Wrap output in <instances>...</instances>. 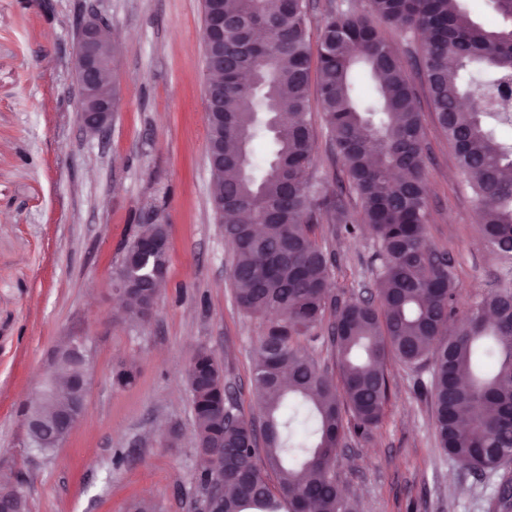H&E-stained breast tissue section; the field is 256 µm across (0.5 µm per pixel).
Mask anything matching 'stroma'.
Instances as JSON below:
<instances>
[{
  "mask_svg": "<svg viewBox=\"0 0 512 512\" xmlns=\"http://www.w3.org/2000/svg\"><path fill=\"white\" fill-rule=\"evenodd\" d=\"M80 0H0V477L24 486L29 512H194L200 495L196 419L185 371L197 347L226 369L240 413L251 386L262 318L235 303L232 246L213 210L207 162L202 0H101L119 34L120 109L104 141L77 118L71 30ZM387 38L415 85L423 115L429 239L447 250L456 313L498 281L477 202L430 106L420 39ZM166 224L170 261L156 312L115 314L109 274L142 212ZM334 255L339 300L367 296L372 236L319 224ZM86 337L94 374L83 416L43 454L25 445L24 405L59 337ZM137 370L116 385L112 372ZM389 397L368 437L347 435L336 458L359 512H489L512 463L481 475L437 446L430 369L387 364Z\"/></svg>",
  "mask_w": 512,
  "mask_h": 512,
  "instance_id": "obj_1",
  "label": "stroma"
}]
</instances>
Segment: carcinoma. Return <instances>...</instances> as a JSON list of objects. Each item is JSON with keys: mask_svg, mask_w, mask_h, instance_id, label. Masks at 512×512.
<instances>
[{"mask_svg": "<svg viewBox=\"0 0 512 512\" xmlns=\"http://www.w3.org/2000/svg\"><path fill=\"white\" fill-rule=\"evenodd\" d=\"M308 0H224V17L250 25L249 38L224 25V90L210 102L209 148L224 146L214 165L224 191V237L233 245L229 277L239 307L265 318L251 375L262 435L235 411L224 366L205 347L186 371L197 420L199 481L219 464L206 455L224 442V498L218 512H354L333 469L348 429L367 436L380 424L389 394L386 363L432 365L434 429L439 448L474 473L498 468L512 454V278L476 298L453 323L455 281L448 253L426 234L423 125L416 92L382 28L423 36L429 101L457 165L479 204L482 235L493 254L512 261V140L485 108V94L512 83V27L478 24L458 0H370V10L330 7L311 47ZM325 127L360 203L359 219L378 249L376 299L334 307L332 341L342 377L328 373L299 342L312 338L331 304L332 253L312 238L316 224L356 231L344 191L313 176L311 60ZM268 140L258 162L254 143ZM246 213L249 222L238 215ZM165 234L143 224L128 254ZM117 284L140 289L126 309L144 321L153 289L124 263ZM64 393L40 408L30 432L48 453L68 438L58 413ZM278 475L272 485L256 466L260 455ZM493 512H512V481L502 484Z\"/></svg>", "mask_w": 512, "mask_h": 512, "instance_id": "obj_1", "label": "carcinoma"}]
</instances>
